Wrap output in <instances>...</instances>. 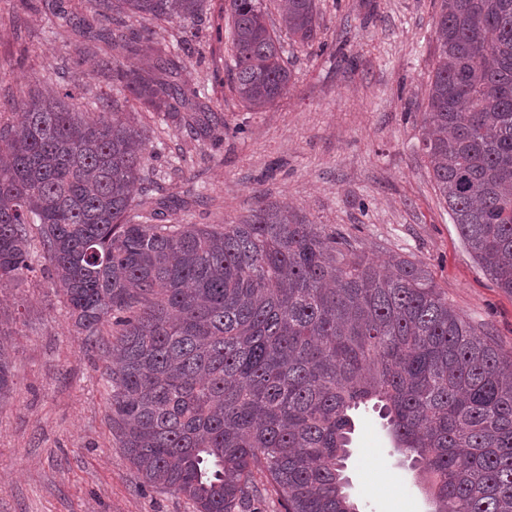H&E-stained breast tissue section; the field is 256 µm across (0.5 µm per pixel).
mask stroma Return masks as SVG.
<instances>
[{
  "label": "stroma",
  "instance_id": "stroma-1",
  "mask_svg": "<svg viewBox=\"0 0 512 512\" xmlns=\"http://www.w3.org/2000/svg\"><path fill=\"white\" fill-rule=\"evenodd\" d=\"M314 3L312 41L280 36L292 80L263 112L244 108L230 85L229 0H207L194 34L161 23L143 59L156 64L166 45L184 43L175 80L203 93L224 130L197 141L150 124L163 143L148 162L151 192L207 197L169 211L172 224H235L261 198L336 226L376 261L419 262L456 311L512 351V294L475 262L422 153L439 0ZM69 5L17 0L16 11L0 10V66L9 71L0 98L28 99L53 86L60 67L86 100L117 96L94 56L112 37L111 19L86 11L71 20ZM0 338L15 382L0 400V512H194L182 495L145 484L120 448L102 346L74 332L52 279L35 272L0 284ZM354 422L345 474L359 512H431L377 413L359 411Z\"/></svg>",
  "mask_w": 512,
  "mask_h": 512
}]
</instances>
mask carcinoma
I'll return each mask as SVG.
<instances>
[{"label": "carcinoma", "mask_w": 512, "mask_h": 512, "mask_svg": "<svg viewBox=\"0 0 512 512\" xmlns=\"http://www.w3.org/2000/svg\"><path fill=\"white\" fill-rule=\"evenodd\" d=\"M115 15L102 70L124 94L81 110L59 89L0 126V283L36 271L31 228L74 331L112 323L103 376L112 435L145 483L195 512H358L345 475L353 419L379 409L433 512H512V354L448 305L422 265L382 268L328 224L278 203L241 224H161L148 178V112L192 137L224 124L199 90L116 60L195 22L204 0H71ZM264 0H231L232 89L252 111L292 75ZM135 20L140 30L131 31ZM308 42L314 0H283ZM422 114L423 155L478 265L512 294V0H441ZM0 342V398L13 388Z\"/></svg>", "instance_id": "carcinoma-1"}]
</instances>
